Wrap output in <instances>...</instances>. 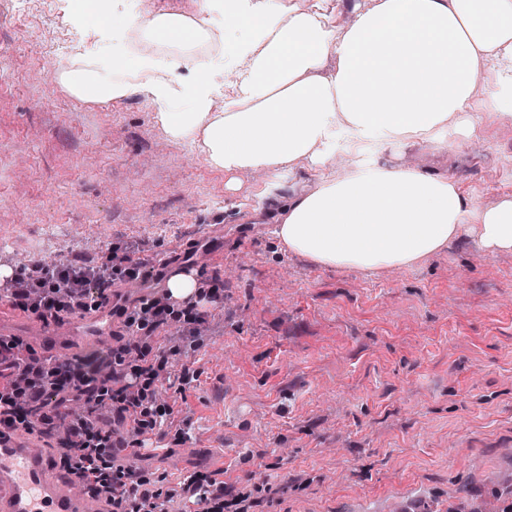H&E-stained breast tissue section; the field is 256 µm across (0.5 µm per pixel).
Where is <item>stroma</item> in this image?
I'll list each match as a JSON object with an SVG mask.
<instances>
[{
	"mask_svg": "<svg viewBox=\"0 0 512 512\" xmlns=\"http://www.w3.org/2000/svg\"><path fill=\"white\" fill-rule=\"evenodd\" d=\"M65 0H0V252L69 262L86 237L193 259L223 290L169 389L177 429L131 462L156 485L196 472L253 512H379L407 487L432 512L490 498L512 473V252L464 236L422 264L365 274L282 251L264 182L170 142L142 94L91 106L40 65L72 56ZM448 171L477 207L512 199V126L475 143L387 150Z\"/></svg>",
	"mask_w": 512,
	"mask_h": 512,
	"instance_id": "35a3bbf8",
	"label": "stroma"
}]
</instances>
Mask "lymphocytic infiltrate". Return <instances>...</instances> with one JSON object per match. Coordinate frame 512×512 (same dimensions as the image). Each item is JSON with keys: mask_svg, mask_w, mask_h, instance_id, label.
Wrapping results in <instances>:
<instances>
[{"mask_svg": "<svg viewBox=\"0 0 512 512\" xmlns=\"http://www.w3.org/2000/svg\"><path fill=\"white\" fill-rule=\"evenodd\" d=\"M138 242H118L88 265L56 264L29 271L11 269L0 278V301L41 320H58L90 309L117 283L150 286L149 294L116 304L114 311L132 332L133 341L96 359L39 358L25 354L17 337H0V431L38 432L53 438L57 423L70 427L68 439L56 440L61 463L79 472L93 494L112 496L115 512H172L175 502H190L198 512H242L246 497L197 473L164 490L154 488L136 467L115 459V443L142 448L146 434L172 427L173 410L158 403L155 384L172 376L174 356L195 349L206 321L198 301L177 308L165 288L167 274L138 260ZM183 326H174L176 314ZM168 353L156 355L159 333ZM81 406L73 415V406Z\"/></svg>", "mask_w": 512, "mask_h": 512, "instance_id": "f902f5d3", "label": "lymphocytic infiltrate"}]
</instances>
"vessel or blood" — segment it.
Returning <instances> with one entry per match:
<instances>
[{
    "instance_id": "1",
    "label": "vessel or blood",
    "mask_w": 512,
    "mask_h": 512,
    "mask_svg": "<svg viewBox=\"0 0 512 512\" xmlns=\"http://www.w3.org/2000/svg\"><path fill=\"white\" fill-rule=\"evenodd\" d=\"M123 328L103 302L81 316L46 328L21 312L0 307V336H22L37 353L82 356L92 345H118ZM78 474L62 468L57 453L37 433L0 437V512H112V497L90 499L78 490Z\"/></svg>"
}]
</instances>
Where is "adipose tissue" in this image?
Masks as SVG:
<instances>
[{
	"mask_svg": "<svg viewBox=\"0 0 512 512\" xmlns=\"http://www.w3.org/2000/svg\"><path fill=\"white\" fill-rule=\"evenodd\" d=\"M215 3L224 24L208 30L183 13L136 21L83 0L82 21L112 44L72 58L59 84L91 105L143 94L170 141L228 175L314 166L316 187L284 199L275 234L318 266L405 268L468 233L487 252L512 251V199L479 209L450 175L375 159L413 142L452 148L478 136L482 114L512 116V0H369L342 28L328 20L331 0L200 9ZM206 42L233 74L227 92L193 56ZM340 151L353 159L344 177L331 169Z\"/></svg>",
	"mask_w": 512,
	"mask_h": 512,
	"instance_id": "adipose-tissue-1",
	"label": "adipose tissue"
}]
</instances>
